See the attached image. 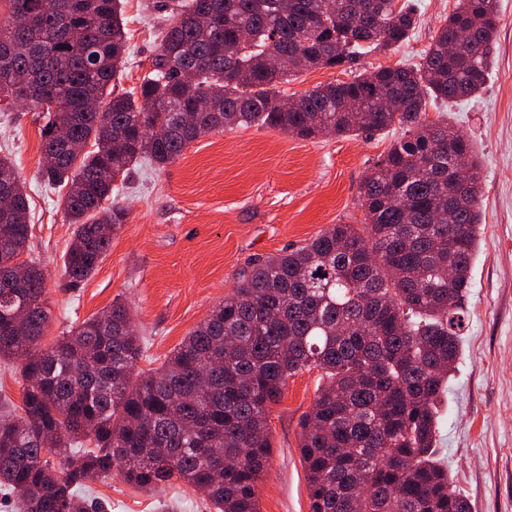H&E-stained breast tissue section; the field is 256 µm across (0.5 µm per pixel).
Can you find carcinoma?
I'll list each match as a JSON object with an SVG mask.
<instances>
[{
    "label": "carcinoma",
    "mask_w": 512,
    "mask_h": 512,
    "mask_svg": "<svg viewBox=\"0 0 512 512\" xmlns=\"http://www.w3.org/2000/svg\"><path fill=\"white\" fill-rule=\"evenodd\" d=\"M0 1V49L28 47L0 52V98L45 119L39 174L65 191L71 288L95 272L125 224V210L107 201L141 160L163 167L209 133L256 123L303 139L401 130L360 184L361 228L334 224L253 261L147 374L135 372L141 336L122 302L41 348L51 320L46 274L24 258L28 197L0 156V189L12 201L0 211V360L24 362L20 414L0 413V488L21 512H89L85 481L118 464L140 487L181 482L217 512H260L269 411L288 378L314 369L322 383L298 443L311 512H470L436 443L460 358L483 175L469 140L426 114L485 87L496 0H457L419 63L316 86L288 109L278 91L288 78L351 69L400 46L415 7L175 0L151 71L116 94L127 45L121 0ZM244 33L251 46L240 54ZM200 99L209 111H196ZM90 100L99 110H88ZM67 138L92 149L71 153Z\"/></svg>",
    "instance_id": "carcinoma-1"
}]
</instances>
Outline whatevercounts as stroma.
<instances>
[{
    "label": "stroma",
    "instance_id": "35a3bbf8",
    "mask_svg": "<svg viewBox=\"0 0 512 512\" xmlns=\"http://www.w3.org/2000/svg\"><path fill=\"white\" fill-rule=\"evenodd\" d=\"M164 0H124L128 63L117 92L152 68ZM419 23L400 47L374 52L361 69L418 62L456 0H416ZM494 68L475 98L429 108L474 145L482 165L480 243L464 302L465 336L441 406L437 450L451 487L471 512H512V0H498ZM43 119L20 107L0 111V147L10 149L28 193L31 255L48 269L52 346L71 326L127 303L145 339L138 368L164 357L224 297L253 260L304 246L335 224L364 220L359 186L399 134L301 139L262 127L211 133L166 167L138 165L114 201L128 218L83 285L68 287L62 256L73 234L63 196L39 179ZM318 371L289 378L269 415L272 450L259 483L260 512H310L298 448L299 423ZM110 512H214L184 484L145 489L121 475L87 482Z\"/></svg>",
    "mask_w": 512,
    "mask_h": 512
}]
</instances>
